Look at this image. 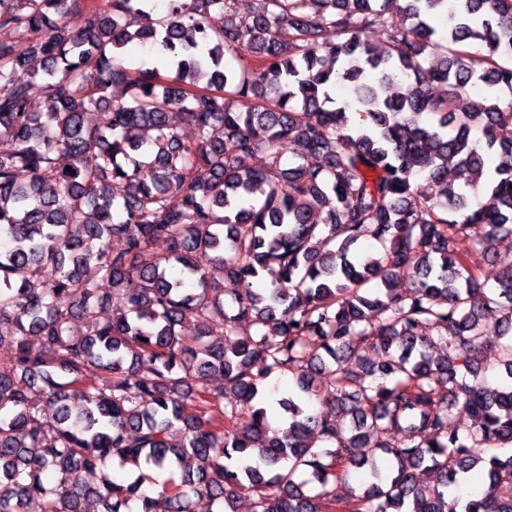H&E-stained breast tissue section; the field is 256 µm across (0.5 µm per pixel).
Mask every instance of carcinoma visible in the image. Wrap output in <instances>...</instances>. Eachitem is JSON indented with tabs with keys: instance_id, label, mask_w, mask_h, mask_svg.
Instances as JSON below:
<instances>
[{
	"instance_id": "1",
	"label": "carcinoma",
	"mask_w": 512,
	"mask_h": 512,
	"mask_svg": "<svg viewBox=\"0 0 512 512\" xmlns=\"http://www.w3.org/2000/svg\"><path fill=\"white\" fill-rule=\"evenodd\" d=\"M146 2L0 0V512H512V454L487 456L512 448V0ZM134 42L170 74L124 66Z\"/></svg>"
}]
</instances>
